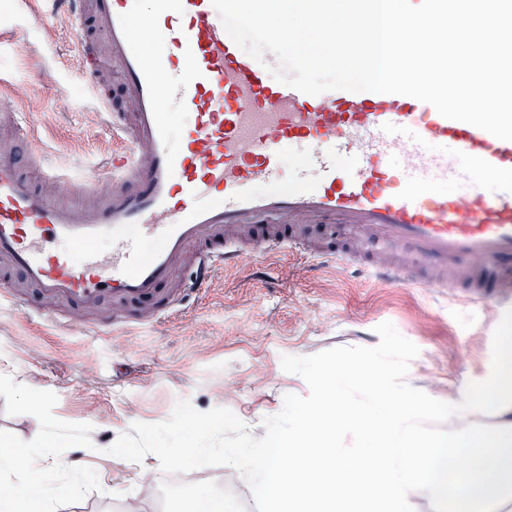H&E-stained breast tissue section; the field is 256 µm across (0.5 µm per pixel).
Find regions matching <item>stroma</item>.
Segmentation results:
<instances>
[{
	"label": "stroma",
	"instance_id": "35a3bbf8",
	"mask_svg": "<svg viewBox=\"0 0 512 512\" xmlns=\"http://www.w3.org/2000/svg\"><path fill=\"white\" fill-rule=\"evenodd\" d=\"M27 50L0 31V102L20 113L32 145L56 171L79 176L100 170L112 152L105 118L80 69L78 36L66 13L26 30ZM230 267L187 311L155 318L136 308L127 324L123 303L93 309L37 295L20 277L0 287V454L23 447L39 428L77 435L53 449L60 461L80 459L88 478L79 498L55 497L49 512H194L201 487H223L227 512H257L241 474L202 467L197 480L166 474L141 484L140 466L107 454L136 423L166 420L176 402L200 411L225 407L248 427L278 414L288 394L307 395L304 379L285 373V355L309 356L341 346L373 347L376 326L389 322L418 346L409 385L444 394L487 379L492 342L485 338L505 311L470 305L448 293L387 287L340 265L311 268L297 257ZM28 301L19 309L17 298ZM97 332L71 328L72 320ZM39 398L36 410L22 391Z\"/></svg>",
	"mask_w": 512,
	"mask_h": 512
}]
</instances>
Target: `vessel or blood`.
Here are the masks:
<instances>
[{
    "label": "vessel or blood",
    "instance_id": "1",
    "mask_svg": "<svg viewBox=\"0 0 512 512\" xmlns=\"http://www.w3.org/2000/svg\"><path fill=\"white\" fill-rule=\"evenodd\" d=\"M51 2L82 34L85 80L119 147L100 173L71 177L41 164L0 105L16 130L0 146V258L41 295L149 302L162 316L227 267L289 255L512 302V141L408 96L285 86L276 56L242 51L211 0ZM114 68L116 97L100 82ZM472 170L496 192L436 191ZM57 184L76 201L52 199Z\"/></svg>",
    "mask_w": 512,
    "mask_h": 512
}]
</instances>
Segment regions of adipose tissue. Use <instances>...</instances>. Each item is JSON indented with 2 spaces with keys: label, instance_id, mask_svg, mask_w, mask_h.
Segmentation results:
<instances>
[{
  "label": "adipose tissue",
  "instance_id": "adipose-tissue-1",
  "mask_svg": "<svg viewBox=\"0 0 512 512\" xmlns=\"http://www.w3.org/2000/svg\"><path fill=\"white\" fill-rule=\"evenodd\" d=\"M49 439L39 429L27 449L0 455V512H45L50 497L41 476L56 466L43 452Z\"/></svg>",
  "mask_w": 512,
  "mask_h": 512
}]
</instances>
